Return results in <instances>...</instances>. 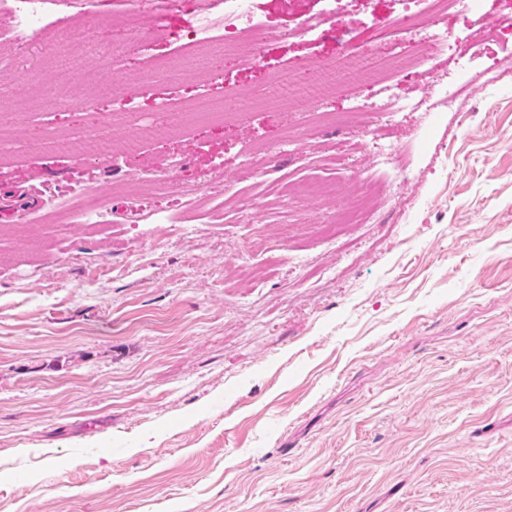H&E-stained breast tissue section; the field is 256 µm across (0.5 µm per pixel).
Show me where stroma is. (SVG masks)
I'll return each mask as SVG.
<instances>
[{
    "instance_id": "1",
    "label": "stroma",
    "mask_w": 512,
    "mask_h": 512,
    "mask_svg": "<svg viewBox=\"0 0 512 512\" xmlns=\"http://www.w3.org/2000/svg\"><path fill=\"white\" fill-rule=\"evenodd\" d=\"M335 0H252L267 31L255 66L153 77L100 92L95 64L52 83L49 33L0 66L42 95L0 143L36 140L0 163V512H512V24L466 61L438 54L420 85L400 71L336 93L337 124L250 111L241 126L191 124L167 138L112 132V157L41 144L92 114L154 122L166 103L262 92L296 63L318 66L405 40V0H336L343 27L302 32ZM433 25L467 42L479 0ZM132 0H73L64 21L129 72L178 55L199 0H170L154 27L119 16ZM404 112H376L385 89ZM457 92L449 111L442 96ZM293 131L261 177L237 182L250 145ZM201 206L174 207L152 173L172 158ZM235 184L236 197L216 189ZM348 182L368 218L304 199L302 184ZM98 194L103 223L58 227L48 195ZM255 205L244 223L238 199Z\"/></svg>"
}]
</instances>
